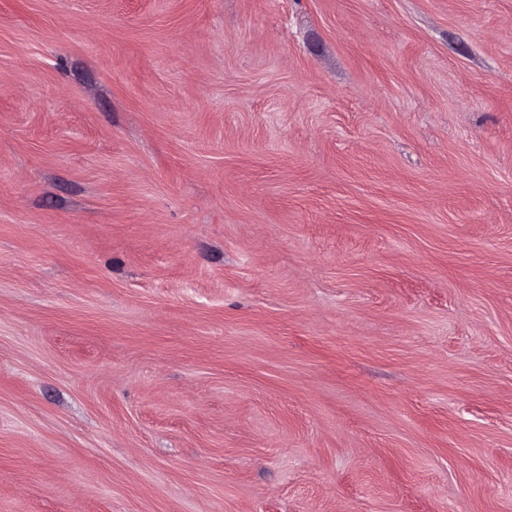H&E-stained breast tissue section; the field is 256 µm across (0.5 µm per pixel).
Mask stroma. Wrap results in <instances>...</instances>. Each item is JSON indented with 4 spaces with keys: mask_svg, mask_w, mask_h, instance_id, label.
<instances>
[{
    "mask_svg": "<svg viewBox=\"0 0 512 512\" xmlns=\"http://www.w3.org/2000/svg\"><path fill=\"white\" fill-rule=\"evenodd\" d=\"M0 512H512V0H0Z\"/></svg>",
    "mask_w": 512,
    "mask_h": 512,
    "instance_id": "1",
    "label": "stroma"
}]
</instances>
